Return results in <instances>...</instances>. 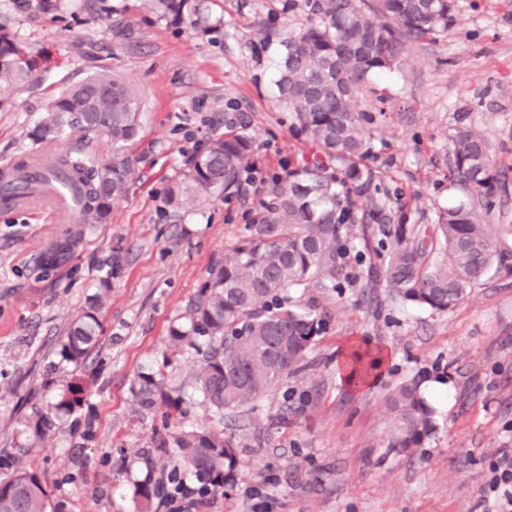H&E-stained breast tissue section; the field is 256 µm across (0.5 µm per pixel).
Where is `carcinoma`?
Here are the masks:
<instances>
[{
    "label": "carcinoma",
    "mask_w": 512,
    "mask_h": 512,
    "mask_svg": "<svg viewBox=\"0 0 512 512\" xmlns=\"http://www.w3.org/2000/svg\"><path fill=\"white\" fill-rule=\"evenodd\" d=\"M205 0H141L140 8L172 27L213 26ZM317 20L275 34L280 55L275 85L291 114L292 129L325 155L296 168L277 183L273 202L238 240L233 255L211 267L182 320L171 325L162 362L142 373L134 396L147 410H162L165 433L152 440L151 467L175 477L188 470L203 496L233 490L240 442L218 427L172 426L192 404L173 395L165 370L191 350L198 365L192 378L202 403L224 423L231 413L278 388L306 368L308 351L326 328L327 313L292 300L300 288L339 292L353 280L351 262L370 253L367 280L382 283L403 305L446 312L464 300L491 266L512 274V250L503 247L511 224H487L502 188L493 166L488 137L472 128L469 113L454 114L450 135L448 182L465 199L440 208L433 224H411L406 205L386 214L369 208L362 197L385 187V176L364 164L372 155L366 124L372 117L357 109L358 99L377 75L403 64L411 43L448 35L455 23V0H313ZM35 60L9 26L0 22V86L33 84ZM138 94L121 78L97 74L55 98L33 128L34 142L48 147L76 130L104 134L112 142L106 154L75 148L53 158L50 172L74 184L79 224H106L112 203L124 197L134 172L129 152L141 129ZM252 140L233 130L210 143L191 167L168 186L165 204L186 213L217 194L240 191V172L248 167ZM362 226V235L355 233ZM65 240L45 256L54 264L69 258ZM121 271L116 257L102 276L88 306L56 341L60 362L73 366L69 381L43 411L26 421L28 437L42 439L54 419L82 408L93 379L82 370L99 345V318L112 279ZM387 404L394 430L386 447L409 451L422 446L435 425L432 409L413 381L397 385ZM145 506L166 495L164 479L139 484ZM0 512H56L46 483L24 462L0 477Z\"/></svg>",
    "instance_id": "cac0c4a2"
}]
</instances>
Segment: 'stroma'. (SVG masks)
Segmentation results:
<instances>
[{"label":"stroma","instance_id":"obj_1","mask_svg":"<svg viewBox=\"0 0 512 512\" xmlns=\"http://www.w3.org/2000/svg\"><path fill=\"white\" fill-rule=\"evenodd\" d=\"M107 2L70 16L56 0H0V17L37 63L29 89L0 91V168L34 150L31 130L71 85L110 72L142 97L134 178L109 223L0 209V470L17 456L32 463L57 512H138L134 491L160 415L136 404L137 374L161 360L170 326L210 267L232 255L279 178L313 154L277 105L278 54L267 38L307 24L309 0H206L221 21L209 32L171 27L136 0ZM455 16L447 37L412 45L402 69L373 79L358 102L372 116L369 165L389 177L388 194L369 200L388 211L407 202L416 224L434 223L463 197L446 178L455 112H469L489 137L497 168H512V0H455ZM241 117L259 191L175 215L164 203L169 182ZM68 233L70 258L46 265L44 252ZM117 254L123 268L101 312L92 354L101 374L89 402L25 447L28 415L72 374L55 343ZM352 272L342 292L318 297L330 318L310 368L225 419V431L242 439L235 489L192 512H490L489 464L512 448V276L489 271L456 308L437 313L393 303L361 266ZM355 349L385 360L350 384L344 365ZM406 380L419 382L436 423L410 452L386 446V397ZM88 415L95 436L83 444Z\"/></svg>","mask_w":512,"mask_h":512}]
</instances>
